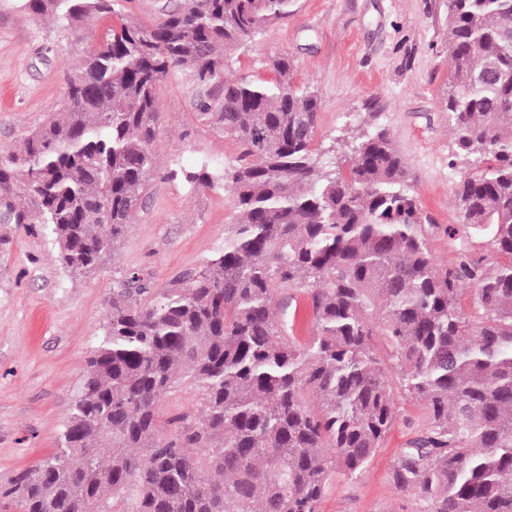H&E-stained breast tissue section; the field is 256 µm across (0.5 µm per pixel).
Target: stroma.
Instances as JSON below:
<instances>
[{
	"label": "stroma",
	"instance_id": "stroma-1",
	"mask_svg": "<svg viewBox=\"0 0 512 512\" xmlns=\"http://www.w3.org/2000/svg\"><path fill=\"white\" fill-rule=\"evenodd\" d=\"M83 36L0 0V153L15 148L57 109L63 68ZM447 0H297L295 12L233 51L229 72L268 77L267 62L287 54L294 82L320 100L313 149L344 155L346 141L380 125L404 158L409 186L440 225L458 213L461 169L442 99L448 82ZM158 174L114 257L90 274H70L42 224L0 222V490L33 470L58 446L81 383L84 359L108 299L129 269L162 291L211 258L237 220L228 189L191 190L179 170L204 161L233 168L240 148L196 114L192 88L173 74L158 89ZM397 418L367 468L347 479L330 473L319 512H414L390 471L424 406L397 395Z\"/></svg>",
	"mask_w": 512,
	"mask_h": 512
}]
</instances>
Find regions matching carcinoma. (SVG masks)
I'll return each mask as SVG.
<instances>
[{
	"mask_svg": "<svg viewBox=\"0 0 512 512\" xmlns=\"http://www.w3.org/2000/svg\"><path fill=\"white\" fill-rule=\"evenodd\" d=\"M296 0H179L144 24L124 0H25L33 15L98 41L66 72L59 108L0 157V216L51 226L62 265L97 269L129 231L157 171V90L173 72L198 116L241 147L194 190L227 183L239 211L224 245L151 301L124 273L86 358L60 444L0 498L13 512H318L329 472L361 473L396 418L395 390L426 419L400 450L393 487L417 512H512V0H448V112L459 223L429 221L391 132L351 144L346 166L312 143L320 101L288 55L268 79L226 76L232 51ZM479 238L440 264L432 232ZM310 296L313 336L277 316ZM472 292V312L462 305ZM199 395L166 433L156 407Z\"/></svg>",
	"mask_w": 512,
	"mask_h": 512,
	"instance_id": "cac0c4a2",
	"label": "carcinoma"
}]
</instances>
